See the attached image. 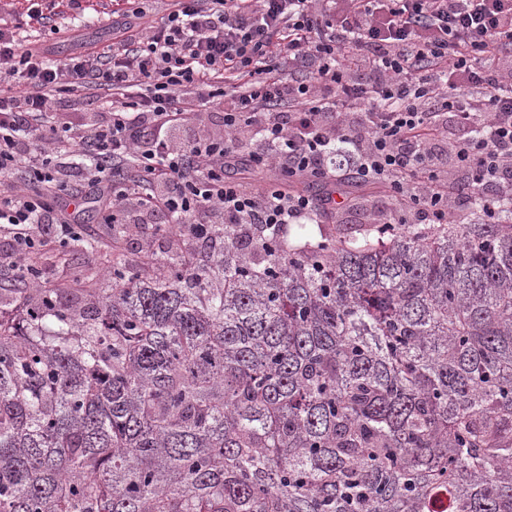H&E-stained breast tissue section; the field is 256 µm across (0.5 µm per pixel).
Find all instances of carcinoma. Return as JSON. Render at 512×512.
I'll use <instances>...</instances> for the list:
<instances>
[{
  "label": "carcinoma",
  "mask_w": 512,
  "mask_h": 512,
  "mask_svg": "<svg viewBox=\"0 0 512 512\" xmlns=\"http://www.w3.org/2000/svg\"><path fill=\"white\" fill-rule=\"evenodd\" d=\"M0 307V512H512V216Z\"/></svg>",
  "instance_id": "1"
}]
</instances>
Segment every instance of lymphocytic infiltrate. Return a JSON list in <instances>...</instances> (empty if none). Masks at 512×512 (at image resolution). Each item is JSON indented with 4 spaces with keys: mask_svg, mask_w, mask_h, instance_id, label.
Listing matches in <instances>:
<instances>
[{
    "mask_svg": "<svg viewBox=\"0 0 512 512\" xmlns=\"http://www.w3.org/2000/svg\"><path fill=\"white\" fill-rule=\"evenodd\" d=\"M110 93L107 120L58 123L62 96ZM223 113L219 133L179 146L175 126ZM393 208L379 224H461L470 199L499 223L512 206V0H175L161 23L127 10L107 49L52 60L0 21V272L46 287L33 255L77 237L57 204L56 158L79 156L84 182L112 224L129 211L167 216L200 240L219 224L331 218L333 196L297 181L339 179ZM277 168L258 191L228 176ZM136 167L140 178L126 183Z\"/></svg>",
    "mask_w": 512,
    "mask_h": 512,
    "instance_id": "1",
    "label": "lymphocytic infiltrate"
}]
</instances>
